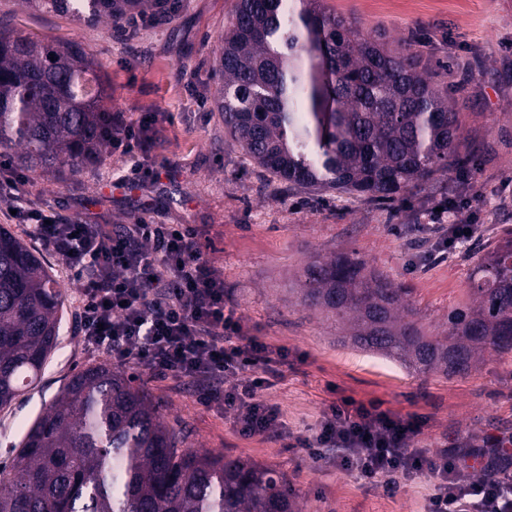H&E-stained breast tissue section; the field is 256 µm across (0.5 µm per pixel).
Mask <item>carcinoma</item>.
<instances>
[{"label": "carcinoma", "mask_w": 512, "mask_h": 512, "mask_svg": "<svg viewBox=\"0 0 512 512\" xmlns=\"http://www.w3.org/2000/svg\"><path fill=\"white\" fill-rule=\"evenodd\" d=\"M83 24H113L161 0H14ZM101 64L76 40L45 42L0 17V156L37 176L75 177L111 147ZM224 134L277 181L377 202L465 171L448 85L409 43L391 47L320 0H237L214 61ZM301 303L349 325L352 345L419 373L471 372L512 357V238L479 258L471 300L428 335L410 289L358 257H317ZM59 281L0 226V408L33 386L55 349ZM161 404L124 370L75 373L0 465V512H302L276 470L185 446Z\"/></svg>", "instance_id": "cac0c4a2"}]
</instances>
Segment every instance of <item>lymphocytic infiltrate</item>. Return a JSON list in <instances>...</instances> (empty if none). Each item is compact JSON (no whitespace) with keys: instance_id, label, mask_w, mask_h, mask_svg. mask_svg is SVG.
I'll use <instances>...</instances> for the list:
<instances>
[{"instance_id":"lymphocytic-infiltrate-1","label":"lymphocytic infiltrate","mask_w":512,"mask_h":512,"mask_svg":"<svg viewBox=\"0 0 512 512\" xmlns=\"http://www.w3.org/2000/svg\"><path fill=\"white\" fill-rule=\"evenodd\" d=\"M147 114L134 124L113 114V150L133 159L130 183L159 180V169L139 163L148 149ZM25 175L0 184L17 219L49 245L79 282L78 312L88 353L116 365L189 382L204 407L224 413L241 436L290 440L313 459L388 493L427 481L426 512H512V434H487L429 451L414 445L417 418H399L376 400H336L309 434L289 428L266 392L287 348L248 335L224 287V273L203 251L190 224H157L136 217L112 229L20 205ZM458 203L433 212L419 232L434 252L467 239L477 225L458 224ZM481 476L473 478L472 464Z\"/></svg>"}]
</instances>
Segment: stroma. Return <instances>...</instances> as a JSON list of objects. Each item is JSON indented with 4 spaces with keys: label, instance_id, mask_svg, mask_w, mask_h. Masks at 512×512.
I'll return each mask as SVG.
<instances>
[{
    "label": "stroma",
    "instance_id": "1",
    "mask_svg": "<svg viewBox=\"0 0 512 512\" xmlns=\"http://www.w3.org/2000/svg\"><path fill=\"white\" fill-rule=\"evenodd\" d=\"M236 0H179L169 20L145 23L136 35L103 25H77L53 13L15 11L14 24L49 41H80L102 65L99 75L113 111L127 120L157 115L148 164L169 175L138 188L114 182L131 166L113 152L74 180L30 176L28 205L79 217L88 224L132 223L141 207L160 224H193L209 256L224 268V286L250 335L288 348L283 376L268 390L289 428L314 424L342 397L377 399L407 417H421L416 446L436 449L485 433H512V362L484 354L472 372L420 374L340 343L345 330L321 311L300 304L296 289L305 265L345 252L366 260L410 288V302L429 333L441 332L448 312L470 298L474 251L512 236V0H322L389 45L411 42L423 64L441 76L459 114L460 152L474 155L467 176L452 173L378 204L339 192L288 189L260 169L224 135L214 105L217 41ZM466 199L458 221L481 234L448 255L417 242L412 224L453 195ZM0 225L25 239L58 277L65 298L64 328L40 381L0 411V463L11 462L27 428L79 370L96 365L81 342L77 284L51 247L17 223L0 200ZM163 403V417L186 427L190 447L239 456L282 473L304 512H425L427 483L387 495L361 486L301 449L261 436L243 438L231 420L206 409L192 385L139 371Z\"/></svg>",
    "mask_w": 512,
    "mask_h": 512
}]
</instances>
